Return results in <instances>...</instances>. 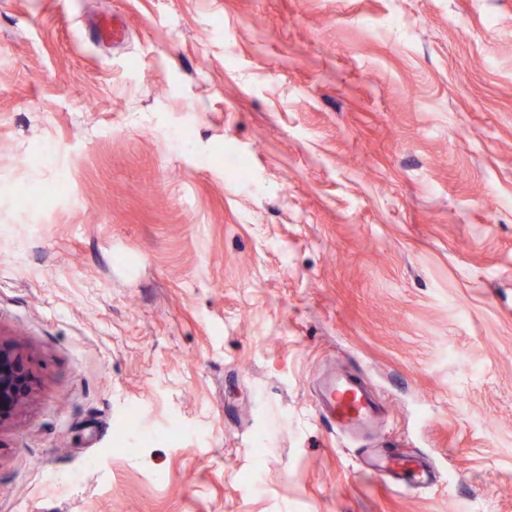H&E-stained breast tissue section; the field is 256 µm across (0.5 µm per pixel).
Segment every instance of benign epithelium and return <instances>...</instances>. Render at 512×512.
Returning a JSON list of instances; mask_svg holds the SVG:
<instances>
[{
  "instance_id": "benign-epithelium-1",
  "label": "benign epithelium",
  "mask_w": 512,
  "mask_h": 512,
  "mask_svg": "<svg viewBox=\"0 0 512 512\" xmlns=\"http://www.w3.org/2000/svg\"><path fill=\"white\" fill-rule=\"evenodd\" d=\"M39 377L25 348L0 335V430L11 425L33 398Z\"/></svg>"
}]
</instances>
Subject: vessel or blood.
<instances>
[{
	"label": "vessel or blood",
	"instance_id": "1",
	"mask_svg": "<svg viewBox=\"0 0 512 512\" xmlns=\"http://www.w3.org/2000/svg\"><path fill=\"white\" fill-rule=\"evenodd\" d=\"M316 409L331 427L347 437L359 439L377 430L379 404L363 379L351 371L337 370L324 380ZM366 465L370 477L397 486L422 487L432 480L424 462L389 449H368Z\"/></svg>",
	"mask_w": 512,
	"mask_h": 512
}]
</instances>
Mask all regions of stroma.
Instances as JSON below:
<instances>
[{"mask_svg": "<svg viewBox=\"0 0 512 512\" xmlns=\"http://www.w3.org/2000/svg\"><path fill=\"white\" fill-rule=\"evenodd\" d=\"M0 334V512H512V0H0ZM39 377L25 348L0 334V430L11 425L33 398ZM315 406L332 429L354 440L377 430L379 404L363 379L349 370H335L324 380ZM368 475L396 486L423 487L432 481L430 468L412 455L395 451L365 448Z\"/></svg>", "mask_w": 512, "mask_h": 512, "instance_id": "1", "label": "stroma"}]
</instances>
